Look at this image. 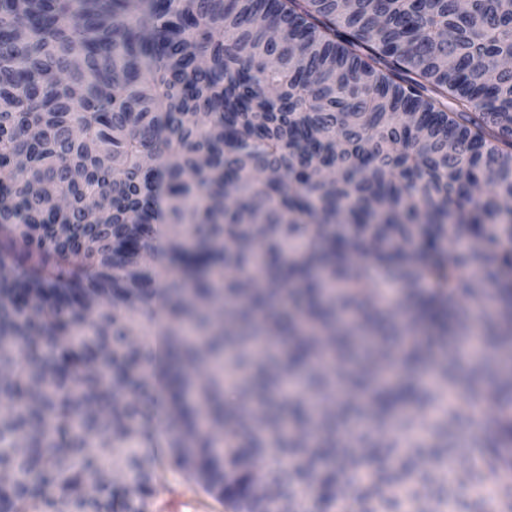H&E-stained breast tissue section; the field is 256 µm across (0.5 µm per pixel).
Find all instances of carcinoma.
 Returning <instances> with one entry per match:
<instances>
[{"label": "carcinoma", "mask_w": 512, "mask_h": 512, "mask_svg": "<svg viewBox=\"0 0 512 512\" xmlns=\"http://www.w3.org/2000/svg\"><path fill=\"white\" fill-rule=\"evenodd\" d=\"M511 56L512 0H0V512H153L166 462L228 512H333L308 493L335 476L347 416L389 436L397 399L434 425L399 484L351 456L371 474L359 512H448L444 394L358 398L427 357L398 348L406 312L438 336L432 376L463 415L496 400L473 442L511 471ZM382 273L414 306L373 300ZM489 286L503 311L479 326L458 296ZM159 311L157 340L130 341ZM347 328L379 339L356 378L334 363ZM478 328L463 375L448 357ZM161 412L165 446L145 451Z\"/></svg>", "instance_id": "1"}]
</instances>
